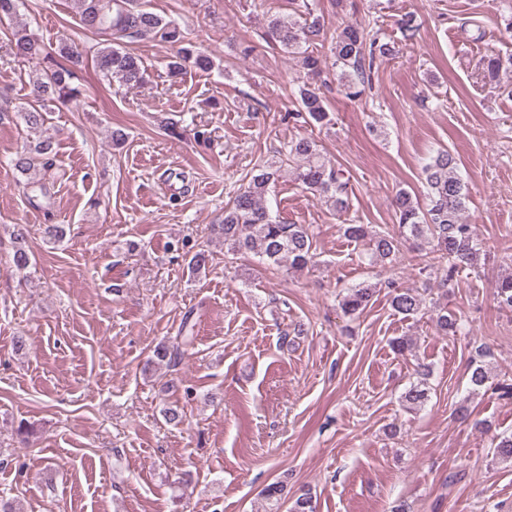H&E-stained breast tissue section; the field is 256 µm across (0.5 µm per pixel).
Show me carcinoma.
I'll return each mask as SVG.
<instances>
[{
  "label": "carcinoma",
  "mask_w": 512,
  "mask_h": 512,
  "mask_svg": "<svg viewBox=\"0 0 512 512\" xmlns=\"http://www.w3.org/2000/svg\"><path fill=\"white\" fill-rule=\"evenodd\" d=\"M79 25L100 37L93 48L95 64L107 81H117L134 88L145 82L147 68L143 60L130 52L125 40H156L176 46V52L167 63L170 73L182 70L187 63L200 70H209L214 61L210 53L197 47L177 23L146 9L140 0H73ZM305 22L297 23L291 15L275 14L268 17L266 35L293 56L308 74L322 73L323 55L317 45L327 28L325 18L314 12L313 4L303 0ZM10 51L14 57L37 65L29 78L34 100L22 108L20 115L27 128L39 133V141L31 148H23L11 160L14 169L23 177V188L32 194H44V176L54 167L53 137L48 132L49 106L69 105L78 100L80 91L73 86L75 69L83 53L72 43L61 40L56 45H45L26 27L12 30ZM333 63L340 70L339 83L345 96L357 99L371 80L375 68L396 58L395 42L370 33L356 21L345 23L337 32L330 47ZM484 76L494 81L501 71H512V55L488 58L482 63ZM298 102L307 122L322 127L331 122L330 112L320 88L304 85L299 88ZM288 158L295 160L294 180L305 190L324 199L335 215L350 208V188L342 171L332 166L321 154L319 145L311 138H300L288 144ZM281 167L275 161L258 166L246 186L234 197L232 205L224 209V220L219 225L224 248L233 254H253L268 263L283 261L293 268H305L314 263L313 235L303 224H285L274 218L266 198L279 177ZM428 203L421 206L417 198L404 189L396 191L393 207L398 218V232H377L366 224L343 225V234L355 243L368 246L369 256L376 261H393L402 248L417 250L429 245L436 259L443 263L442 281H452L460 270L477 266L483 243L476 226L465 219L466 185L457 173L453 154L442 149L431 156L423 167ZM391 306L395 312L408 318L416 315L422 306V294L414 288H400L388 283ZM499 307L512 311V276L495 282ZM376 293L366 283L349 289L340 301L343 312L353 316L363 312ZM436 327L443 334H456L462 328L461 318L448 312L442 305L435 317ZM190 337L177 336L172 343H162L154 349L156 360L171 365L184 354ZM419 380L405 393V401L421 406L428 400L427 379L429 367L417 370ZM489 376L484 365L470 364L469 382L473 389L485 386ZM263 495L271 512H280L283 487L268 485Z\"/></svg>",
  "instance_id": "obj_1"
}]
</instances>
